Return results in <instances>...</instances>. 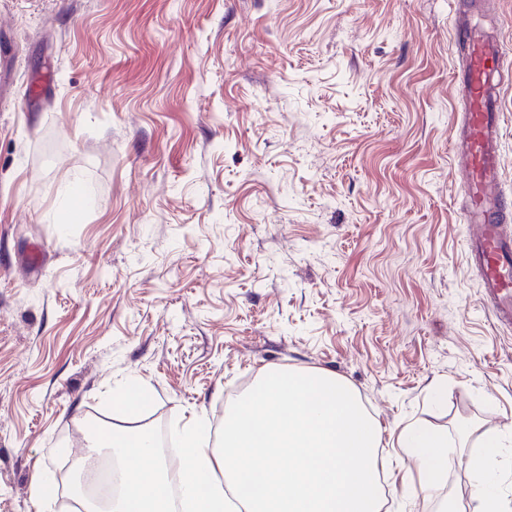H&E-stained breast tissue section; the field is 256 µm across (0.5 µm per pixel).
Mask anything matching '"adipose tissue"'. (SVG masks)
<instances>
[{"instance_id":"1","label":"adipose tissue","mask_w":512,"mask_h":512,"mask_svg":"<svg viewBox=\"0 0 512 512\" xmlns=\"http://www.w3.org/2000/svg\"><path fill=\"white\" fill-rule=\"evenodd\" d=\"M398 441L421 474L420 493L429 495L435 488L441 468L448 463L447 440L440 433L428 428L406 427L402 429ZM508 444L512 445L511 434L493 429L483 431L482 450L470 461V498L475 503L473 512H506L503 498L493 487L491 464L500 448Z\"/></svg>"}]
</instances>
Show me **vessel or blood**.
I'll list each match as a JSON object with an SVG mask.
<instances>
[{
	"mask_svg": "<svg viewBox=\"0 0 512 512\" xmlns=\"http://www.w3.org/2000/svg\"><path fill=\"white\" fill-rule=\"evenodd\" d=\"M461 55L455 77L461 124L453 140V158L463 175V211L476 233L469 253L481 272L482 293L500 320L512 324V238L503 226L512 222V197L502 187L500 102L512 51L486 25L465 22L454 32Z\"/></svg>",
	"mask_w": 512,
	"mask_h": 512,
	"instance_id": "1",
	"label": "vessel or blood"
}]
</instances>
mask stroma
<instances>
[{"label":"stroma","mask_w":512,"mask_h":512,"mask_svg":"<svg viewBox=\"0 0 512 512\" xmlns=\"http://www.w3.org/2000/svg\"><path fill=\"white\" fill-rule=\"evenodd\" d=\"M464 2L0 0V512H68L88 421L216 433L269 367L349 384L388 512L408 425L448 440L413 512L468 489L512 326L450 150Z\"/></svg>","instance_id":"35a3bbf8"}]
</instances>
